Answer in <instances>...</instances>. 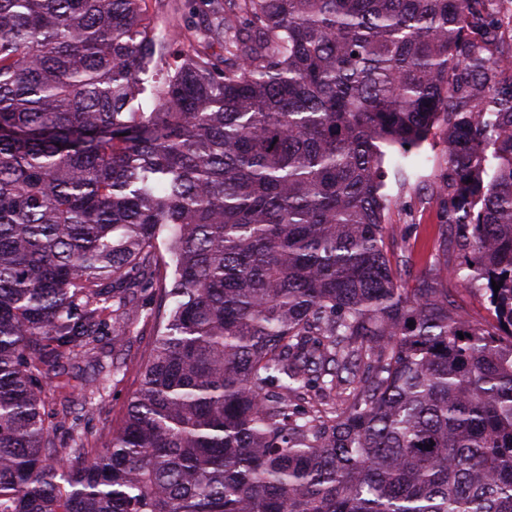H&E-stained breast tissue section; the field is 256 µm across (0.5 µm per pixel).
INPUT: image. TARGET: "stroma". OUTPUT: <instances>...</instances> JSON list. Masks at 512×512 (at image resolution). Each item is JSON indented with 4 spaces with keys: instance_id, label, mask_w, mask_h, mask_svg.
I'll list each match as a JSON object with an SVG mask.
<instances>
[{
    "instance_id": "1",
    "label": "stroma",
    "mask_w": 512,
    "mask_h": 512,
    "mask_svg": "<svg viewBox=\"0 0 512 512\" xmlns=\"http://www.w3.org/2000/svg\"><path fill=\"white\" fill-rule=\"evenodd\" d=\"M421 182L399 187L387 178L386 191L395 204L388 219L392 225L391 249L408 250L410 264L404 277L407 287L434 262L439 236L440 205L430 187L445 168V153L440 139L426 142L419 151ZM448 297L472 324L490 329L496 324L483 291L467 286L455 278L444 279ZM158 304L155 289L142 288L137 293L134 309L126 319L127 333L121 346H113L111 332H104L94 344L92 353L77 359H61L57 368L48 371L46 387L48 408L61 439L71 430L87 436L95 453H107V442L124 417L126 408L138 388V366L148 355L156 332L154 313ZM99 377V385L86 395L65 400L57 386L70 381L77 384Z\"/></svg>"
}]
</instances>
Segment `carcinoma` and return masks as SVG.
Segmentation results:
<instances>
[{"label":"carcinoma","instance_id":"obj_1","mask_svg":"<svg viewBox=\"0 0 512 512\" xmlns=\"http://www.w3.org/2000/svg\"><path fill=\"white\" fill-rule=\"evenodd\" d=\"M144 2L0 0V512H512L503 0ZM437 133L494 330L386 246ZM142 286L124 425L64 450L44 370Z\"/></svg>","mask_w":512,"mask_h":512}]
</instances>
